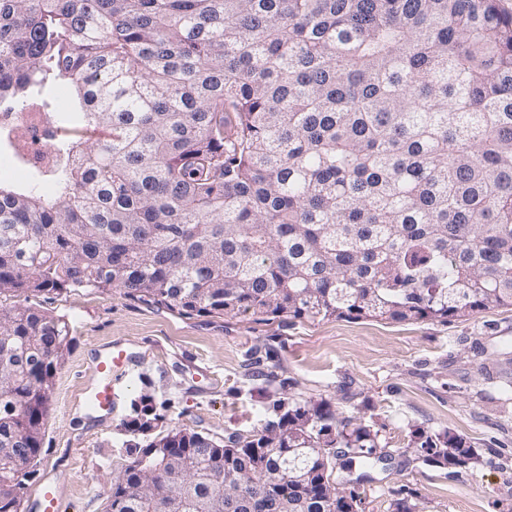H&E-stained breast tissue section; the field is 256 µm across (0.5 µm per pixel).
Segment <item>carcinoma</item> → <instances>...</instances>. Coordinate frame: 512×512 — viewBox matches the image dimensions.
<instances>
[{
  "instance_id": "carcinoma-1",
  "label": "carcinoma",
  "mask_w": 512,
  "mask_h": 512,
  "mask_svg": "<svg viewBox=\"0 0 512 512\" xmlns=\"http://www.w3.org/2000/svg\"><path fill=\"white\" fill-rule=\"evenodd\" d=\"M67 91L59 112L52 89ZM69 135L0 186V469L24 487L69 323L27 296L110 291L180 316L439 321L512 307V12L499 0H0V104ZM128 431L153 429L141 398ZM224 441L128 446L106 512H224L236 488L336 512L374 425L279 401ZM425 464L460 435L417 429ZM305 445L320 452L298 458ZM169 456L188 464L181 481ZM312 473L304 487L295 468ZM22 496L0 488V512Z\"/></svg>"
}]
</instances>
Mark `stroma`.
Wrapping results in <instances>:
<instances>
[{
    "instance_id": "1",
    "label": "stroma",
    "mask_w": 512,
    "mask_h": 512,
    "mask_svg": "<svg viewBox=\"0 0 512 512\" xmlns=\"http://www.w3.org/2000/svg\"><path fill=\"white\" fill-rule=\"evenodd\" d=\"M33 304L70 324V354L58 369L39 456L21 502L57 483L65 512H105L113 475L129 462L126 424L141 396L156 431L190 428L221 439L249 436L274 402L326 400L343 416L374 424L380 463L358 490L364 512H512V309L445 322L373 319L258 321L247 314L185 318L120 290H67ZM121 344L140 359L113 379L112 414L95 418L81 392L96 374V347ZM463 436L478 460L424 464L415 429Z\"/></svg>"
}]
</instances>
